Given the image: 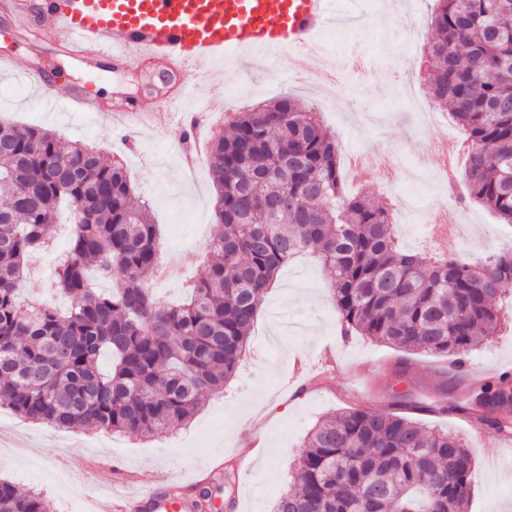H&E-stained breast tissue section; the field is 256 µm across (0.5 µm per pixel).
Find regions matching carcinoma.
Returning <instances> with one entry per match:
<instances>
[{
    "instance_id": "carcinoma-1",
    "label": "carcinoma",
    "mask_w": 512,
    "mask_h": 512,
    "mask_svg": "<svg viewBox=\"0 0 512 512\" xmlns=\"http://www.w3.org/2000/svg\"><path fill=\"white\" fill-rule=\"evenodd\" d=\"M421 59L430 100L468 144L461 201L512 224V0H435ZM209 147L219 231L170 306L151 288L155 225L131 206L119 160L49 130L0 120V403L33 424L158 437L186 426L236 373L266 290L298 255L330 272L338 323L404 351L462 357L499 331L512 252L478 262L406 251L389 205L349 196L338 141L318 113L284 96L234 113ZM82 216L56 270L61 315L24 305L27 257L51 237L59 205ZM117 269L123 286L90 284ZM112 369L102 370L103 354ZM512 431V377L465 406ZM274 512H468L472 459L458 437L390 412L353 409L308 433ZM0 512H53L0 479Z\"/></svg>"
}]
</instances>
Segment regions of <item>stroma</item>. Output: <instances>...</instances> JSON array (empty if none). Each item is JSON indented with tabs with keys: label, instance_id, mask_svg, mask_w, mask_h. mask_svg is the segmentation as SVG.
Returning a JSON list of instances; mask_svg holds the SVG:
<instances>
[{
	"label": "stroma",
	"instance_id": "obj_1",
	"mask_svg": "<svg viewBox=\"0 0 512 512\" xmlns=\"http://www.w3.org/2000/svg\"><path fill=\"white\" fill-rule=\"evenodd\" d=\"M399 2L392 18L389 0H334L336 21L321 31L327 83L302 82L293 65L300 55L296 49L274 61L232 57L207 67L197 88L204 120L197 136L226 130V113L281 96L307 109L321 104L326 127L353 151L408 159L428 141L455 133V126L439 118L416 123L402 99L400 86L407 78L420 82L427 76L403 51L405 27L412 20L428 23L434 0ZM0 55L39 70L61 88L87 86L110 112L175 98L186 81L179 72L161 81L167 65L160 58L87 68L45 40L39 28L14 32L3 15ZM0 117L123 160L136 204L148 209L158 227L160 259L177 269L154 291L160 299L179 301L218 231L207 155L184 174L176 129L142 126L127 132L61 105L51 110L33 86L5 75H0ZM393 191L408 196L413 207L409 225L397 229L401 244L428 253L424 218L446 202L447 184L411 175ZM443 218L463 227L461 237L443 243L444 252L474 260L487 248L512 251V224L483 205H448ZM498 305L505 316L499 335L471 351L460 371L447 356L341 335L329 273L316 256L301 257L279 272L275 288L265 294L235 377L223 393L206 399L189 427L158 438L58 430L23 420L2 405L0 477L43 493L53 512H107L111 486L186 483L219 462L236 474L224 501L237 502V512H271L318 420L351 407L391 411L402 400L415 406L413 418L420 424L464 440L473 463L469 512H512V438L488 451L472 431L475 419L461 410L481 385L512 374V296L504 295ZM443 402L451 411L439 412Z\"/></svg>",
	"mask_w": 512,
	"mask_h": 512
}]
</instances>
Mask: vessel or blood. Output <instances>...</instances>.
Returning <instances> with one entry per match:
<instances>
[{
	"instance_id": "1",
	"label": "vessel or blood",
	"mask_w": 512,
	"mask_h": 512,
	"mask_svg": "<svg viewBox=\"0 0 512 512\" xmlns=\"http://www.w3.org/2000/svg\"><path fill=\"white\" fill-rule=\"evenodd\" d=\"M0 9L18 26L38 19L48 39L64 54L87 65L129 57L165 59L176 70L190 61L218 62L234 53L273 58L300 47L331 18V0H41L31 14L25 0H0ZM51 102L90 115L99 106L86 88L61 90L27 74ZM111 120L124 125L177 126L181 115L174 101L150 109L114 112ZM115 512H193L194 500L170 488L149 487L134 495L112 498Z\"/></svg>"
}]
</instances>
